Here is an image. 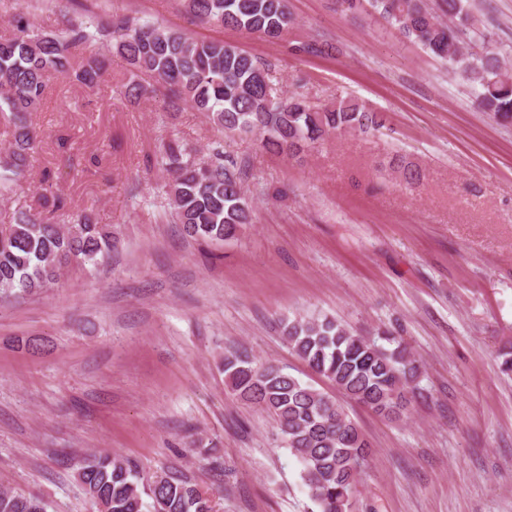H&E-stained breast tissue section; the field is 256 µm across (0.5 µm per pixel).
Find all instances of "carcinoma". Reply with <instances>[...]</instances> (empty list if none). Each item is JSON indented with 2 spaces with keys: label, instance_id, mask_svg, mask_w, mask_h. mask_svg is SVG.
Instances as JSON below:
<instances>
[{
  "label": "carcinoma",
  "instance_id": "carcinoma-1",
  "mask_svg": "<svg viewBox=\"0 0 512 512\" xmlns=\"http://www.w3.org/2000/svg\"><path fill=\"white\" fill-rule=\"evenodd\" d=\"M344 14L375 13L428 53L454 66L475 89L476 105L500 123L512 124V66L492 36L471 31L468 0H336ZM206 22L280 39L294 24L288 0H187ZM13 12L14 30L0 35V118L13 142L0 156V199L7 200L32 168L37 131L27 113L40 104L50 76H72L95 87L105 63L92 46L108 43L131 72L128 98L163 94V106L191 104L229 138L253 136L260 146L303 163L332 135L369 134L383 124L381 113L354 100L320 105L285 94L269 70L246 52L222 42L197 40L159 23L97 15L66 19L54 34H34L19 0H0ZM448 17L439 20L438 14ZM160 160L171 175L172 216L201 242L236 238L252 223V200L244 192L241 165L224 144L214 142L205 159L176 139L161 142ZM391 173L410 184L421 169L400 156ZM112 231L89 213L68 214L59 194H43L36 206L14 211L0 225V300L53 287L69 267H97L112 253ZM288 344L318 375L351 399L388 417L410 403L420 368L407 346L388 330L360 336L334 318L296 316L284 326ZM230 394L270 413L282 442L302 464L301 477L319 512H347L357 491L367 441L335 400L276 365H257L247 352L224 355ZM78 480L98 512H215L213 497L184 474L163 471L145 481L138 466L117 454L94 452ZM0 512H47L34 495L0 490Z\"/></svg>",
  "mask_w": 512,
  "mask_h": 512
}]
</instances>
